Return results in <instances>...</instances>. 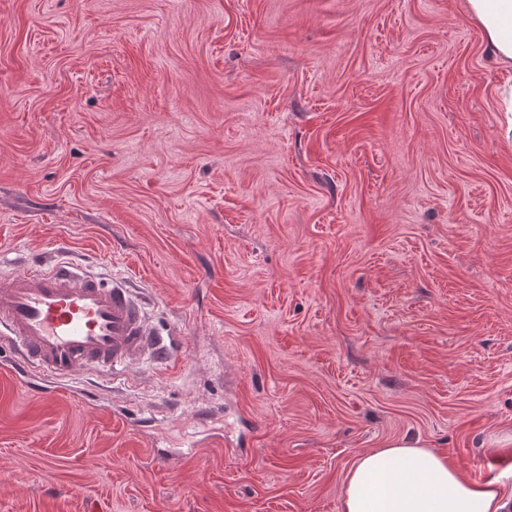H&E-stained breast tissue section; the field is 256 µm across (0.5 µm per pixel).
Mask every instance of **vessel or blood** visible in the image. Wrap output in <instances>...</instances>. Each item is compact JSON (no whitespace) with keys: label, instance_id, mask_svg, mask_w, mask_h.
Segmentation results:
<instances>
[{"label":"vessel or blood","instance_id":"vessel-or-blood-1","mask_svg":"<svg viewBox=\"0 0 512 512\" xmlns=\"http://www.w3.org/2000/svg\"><path fill=\"white\" fill-rule=\"evenodd\" d=\"M14 347L7 375L44 378L38 397L54 402L91 391L73 383L82 371L115 378L168 350L150 326L145 307L126 276H104L57 261L18 274L0 271V345Z\"/></svg>","mask_w":512,"mask_h":512}]
</instances>
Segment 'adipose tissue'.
Masks as SVG:
<instances>
[{
    "mask_svg": "<svg viewBox=\"0 0 512 512\" xmlns=\"http://www.w3.org/2000/svg\"><path fill=\"white\" fill-rule=\"evenodd\" d=\"M491 55L512 67V0H465ZM496 483L476 484L424 442L396 439L360 455L349 469L341 512H506Z\"/></svg>",
    "mask_w": 512,
    "mask_h": 512,
    "instance_id": "obj_1",
    "label": "adipose tissue"
}]
</instances>
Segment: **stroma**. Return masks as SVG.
<instances>
[{"label": "stroma", "mask_w": 512, "mask_h": 512, "mask_svg": "<svg viewBox=\"0 0 512 512\" xmlns=\"http://www.w3.org/2000/svg\"><path fill=\"white\" fill-rule=\"evenodd\" d=\"M465 0H0V264L184 348L0 381V512H340L417 438L512 492V69Z\"/></svg>", "instance_id": "obj_1"}]
</instances>
